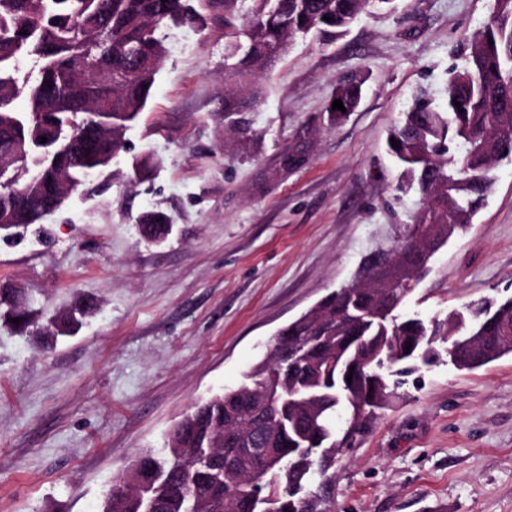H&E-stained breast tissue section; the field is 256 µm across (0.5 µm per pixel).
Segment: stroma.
Wrapping results in <instances>:
<instances>
[{
  "label": "stroma",
  "mask_w": 512,
  "mask_h": 512,
  "mask_svg": "<svg viewBox=\"0 0 512 512\" xmlns=\"http://www.w3.org/2000/svg\"><path fill=\"white\" fill-rule=\"evenodd\" d=\"M330 45L294 43L257 84L247 133L224 129V23L170 32L151 98L103 194L73 193L18 245L0 283L46 310L97 305L47 349L0 327V512H100L112 480L164 448L197 403L239 386L274 335L350 283L419 206L397 195L387 134L419 96L445 105L465 35L492 0H397ZM363 82L330 123L337 85ZM301 156L286 168L284 155ZM146 165L130 187L132 161ZM173 231L146 241L138 218ZM512 296V156L484 208L433 258L400 314L424 319ZM333 512H512V354L462 370L448 357L406 377L360 422L331 470Z\"/></svg>",
  "instance_id": "35a3bbf8"
}]
</instances>
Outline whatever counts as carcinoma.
Returning a JSON list of instances; mask_svg holds the SVG:
<instances>
[{
    "label": "carcinoma",
    "mask_w": 512,
    "mask_h": 512,
    "mask_svg": "<svg viewBox=\"0 0 512 512\" xmlns=\"http://www.w3.org/2000/svg\"><path fill=\"white\" fill-rule=\"evenodd\" d=\"M194 0H0V154L20 156L0 176V224L15 231L37 224L43 211L65 200L48 199L40 183L52 162L69 158L75 189L95 188L92 176L125 149V132L146 107L155 74L167 57L161 27L203 28ZM224 40L250 43L226 58L233 90L224 97L225 130L243 132L235 114L257 106V76L275 66L299 37L328 45L371 8L394 0H221ZM331 20H323V16ZM38 59L33 80L18 85L19 60ZM124 79L109 85V69ZM358 107L362 83H340ZM30 102L13 110L19 92ZM512 0H493L488 20L464 42V65L448 81L444 110L419 98L389 132V154L403 168L396 191L418 192L412 223L399 225L390 251L371 254L354 280L324 296L281 328L246 380L196 405L171 431L164 454L142 453L117 476L102 512H254V481L270 496L272 512H331L328 470L361 417L383 408L399 381L431 363L437 337L451 338L448 354L460 369L487 365L512 353V297L485 298L451 312L444 322L402 318L396 310L429 270L432 257L473 223L493 182V170L512 138ZM458 101L457 107L453 101ZM112 120V149L95 148L97 128ZM47 138L41 142V138ZM143 237L166 240L167 220L147 213ZM400 273L376 280L378 264ZM36 295L0 286V323L26 325ZM92 301L57 312L65 333L94 309ZM19 323H13V319ZM352 380H347V376ZM349 428L336 438L333 420ZM276 455L269 465L246 451L250 440Z\"/></svg>",
    "instance_id": "1"
}]
</instances>
